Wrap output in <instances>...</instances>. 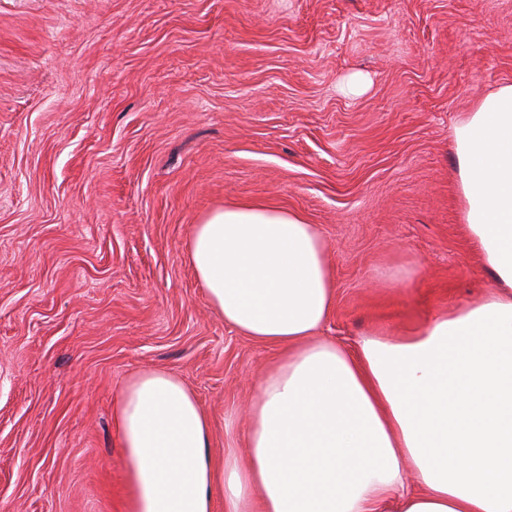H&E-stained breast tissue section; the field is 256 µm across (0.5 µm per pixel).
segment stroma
Wrapping results in <instances>:
<instances>
[{"label": "stroma", "instance_id": "1", "mask_svg": "<svg viewBox=\"0 0 512 512\" xmlns=\"http://www.w3.org/2000/svg\"><path fill=\"white\" fill-rule=\"evenodd\" d=\"M505 84L512 0H0V512H127L142 371L191 387L215 458L247 426L277 352L186 258L215 209L317 227L347 345L483 296L452 132Z\"/></svg>", "mask_w": 512, "mask_h": 512}]
</instances>
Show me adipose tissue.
Returning a JSON list of instances; mask_svg holds the SVG:
<instances>
[{
  "label": "adipose tissue",
  "instance_id": "obj_1",
  "mask_svg": "<svg viewBox=\"0 0 512 512\" xmlns=\"http://www.w3.org/2000/svg\"><path fill=\"white\" fill-rule=\"evenodd\" d=\"M453 139L462 221L493 287L395 337L345 348L321 336L335 283L298 213L239 204L194 225L188 260L210 304L280 356L218 464L181 379L151 370L124 388L129 512H215L219 499L224 512H512V84Z\"/></svg>",
  "mask_w": 512,
  "mask_h": 512
}]
</instances>
